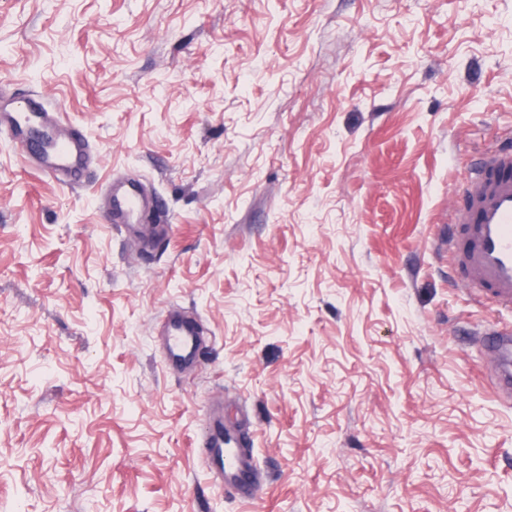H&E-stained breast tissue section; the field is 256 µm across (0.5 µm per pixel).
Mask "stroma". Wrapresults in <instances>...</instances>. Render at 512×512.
<instances>
[{
    "label": "stroma",
    "mask_w": 512,
    "mask_h": 512,
    "mask_svg": "<svg viewBox=\"0 0 512 512\" xmlns=\"http://www.w3.org/2000/svg\"><path fill=\"white\" fill-rule=\"evenodd\" d=\"M0 90L94 146L74 190L0 135V512H512L474 341L512 315L441 246L512 145V0H0ZM127 175L171 226L146 261L105 219ZM217 417L255 505L204 463ZM165 337L168 358L175 362L196 359L201 353V329L191 317L178 310L168 311L159 324ZM214 421L201 440L209 470L217 474L224 488L241 500L253 502L261 494L262 482L249 448L247 432Z\"/></svg>",
    "instance_id": "obj_1"
}]
</instances>
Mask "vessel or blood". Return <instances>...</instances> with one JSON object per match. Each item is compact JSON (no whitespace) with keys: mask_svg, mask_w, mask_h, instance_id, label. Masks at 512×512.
Wrapping results in <instances>:
<instances>
[{"mask_svg":"<svg viewBox=\"0 0 512 512\" xmlns=\"http://www.w3.org/2000/svg\"><path fill=\"white\" fill-rule=\"evenodd\" d=\"M0 133L20 147L32 134L41 144L35 157L48 176L65 174L71 186L84 183L92 145L83 128L64 124L39 97L28 94L0 104ZM107 214L111 223L133 232L141 213L157 208L145 195L140 179L128 177L121 185L109 184ZM460 204L448 224L443 242L460 282L479 301H490L512 311V147L484 155L472 165L456 190ZM170 360L184 362L201 353V329L191 317L168 311L159 324ZM480 340L494 365V385L503 400L512 399V325L484 327ZM247 432L212 423L201 440L205 462L226 489L251 502L261 493V479L249 448Z\"/></svg>","mask_w":512,"mask_h":512,"instance_id":"1","label":"vessel or blood"}]
</instances>
